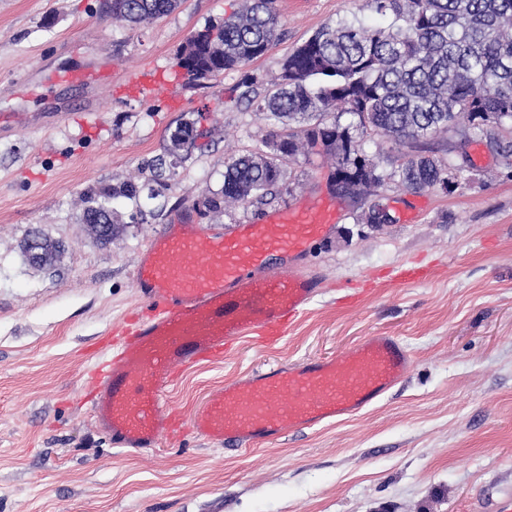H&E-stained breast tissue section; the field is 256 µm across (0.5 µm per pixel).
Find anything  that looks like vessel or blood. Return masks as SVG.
Wrapping results in <instances>:
<instances>
[{"instance_id": "1", "label": "vessel or blood", "mask_w": 512, "mask_h": 512, "mask_svg": "<svg viewBox=\"0 0 512 512\" xmlns=\"http://www.w3.org/2000/svg\"><path fill=\"white\" fill-rule=\"evenodd\" d=\"M335 219V204L321 198L226 233L203 231L182 215L151 239L134 271L149 312L124 331L93 380L92 416L113 445L150 449L176 437L181 419L163 410V384L249 335L271 341L287 332L320 286L299 261ZM277 257L282 265H274ZM411 364L397 337L376 332L337 355L225 383L196 409L191 426L228 449L245 450L361 412Z\"/></svg>"}]
</instances>
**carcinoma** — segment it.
I'll return each mask as SVG.
<instances>
[{"label":"carcinoma","instance_id":"cac0c4a2","mask_svg":"<svg viewBox=\"0 0 512 512\" xmlns=\"http://www.w3.org/2000/svg\"><path fill=\"white\" fill-rule=\"evenodd\" d=\"M380 25L355 19L319 28L287 52L280 72L267 81L244 70L278 39L276 0H249L241 11L204 30L216 40L190 36L181 46L178 66L187 80L202 71L218 78L240 71L229 89L238 103H257L273 129L258 152L241 154L225 165L224 189L204 196L208 211L261 202L279 188L288 161L320 142L333 162L343 189L369 194L386 182L420 192L455 186L462 167L450 159L413 155L386 172L364 149L363 137L416 144L425 137L461 127L468 139L486 140L506 155L512 142L495 138L512 126V0H372ZM179 0H111L112 19L141 25L174 11ZM265 87L264 96L258 88ZM347 114L352 122L343 126ZM199 121L170 134L167 156L148 159L141 170L158 184L173 175L183 159L179 133L197 130ZM146 184L132 179L112 186H89L81 195L83 221L109 225L96 238L112 241L117 211L124 199L138 204ZM62 254L59 242L40 235L33 264L52 270Z\"/></svg>","mask_w":512,"mask_h":512}]
</instances>
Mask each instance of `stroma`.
Instances as JSON below:
<instances>
[{
	"label": "stroma",
	"instance_id": "1",
	"mask_svg": "<svg viewBox=\"0 0 512 512\" xmlns=\"http://www.w3.org/2000/svg\"><path fill=\"white\" fill-rule=\"evenodd\" d=\"M245 0H181L137 28L105 0H0V512H499L512 494V160L466 141L427 139L445 159L466 144L469 169L450 192L381 187L395 221H361L362 201L336 202L324 238L302 259L321 285L278 342L248 337L188 368L164 406L189 418L225 382L342 352L363 336H398L410 370L377 404L276 443L233 451L183 428L152 450L113 446L91 416L92 370L142 315L139 252L176 214L226 232L326 196L322 153L288 163L265 204L199 213L224 165L262 148L264 113L230 102L239 73L191 84L176 65L186 38ZM280 39L249 72H277L285 52L321 26L377 22L371 0H277ZM162 71L179 100L116 90L124 72ZM208 109L209 145L189 154L142 217L97 245L81 221L92 184L147 181L180 123ZM39 230L65 247L53 270L21 244ZM427 270L400 282L401 269Z\"/></svg>",
	"mask_w": 512,
	"mask_h": 512
}]
</instances>
